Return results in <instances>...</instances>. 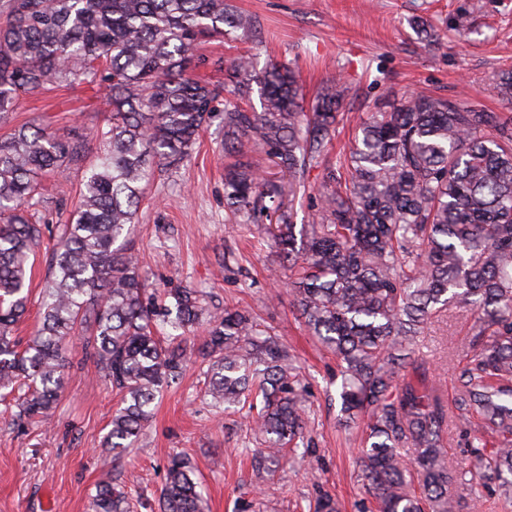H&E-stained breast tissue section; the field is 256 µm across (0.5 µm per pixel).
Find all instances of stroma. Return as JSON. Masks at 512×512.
Instances as JSON below:
<instances>
[{"label": "stroma", "mask_w": 512, "mask_h": 512, "mask_svg": "<svg viewBox=\"0 0 512 512\" xmlns=\"http://www.w3.org/2000/svg\"><path fill=\"white\" fill-rule=\"evenodd\" d=\"M257 20L245 40L203 44L201 76L228 80L238 50L258 66L275 62L299 70L307 97L342 78L351 88L344 122L333 142L346 148L356 126L381 100L429 91L483 112L512 113L495 89L512 66V0H230ZM441 34L428 45L426 32ZM107 90L51 87L23 101L0 122V137L35 121L63 138L104 124ZM224 143L218 127L202 135L190 161L156 173L138 211L131 247L153 288H197L208 310L239 309L257 316L285 342L307 389L305 460H283L274 475L257 472L243 447L252 433L242 414L215 406L206 394L207 367L190 363L165 390L131 453L113 460L103 441L118 398L93 362L72 341L71 368L50 423H27L0 405V512H91L97 482L128 478L133 512H160L166 465L186 455L200 479L204 512H303L328 492L341 512H370L372 500L357 464L361 431L343 426L337 365L300 323L287 286L288 271L256 223L233 216L224 200ZM82 172L41 179L46 224L36 250L22 338L38 324L41 290L58 228L78 202ZM469 312L450 309L432 319L418 340L427 374L446 402L469 353Z\"/></svg>", "instance_id": "stroma-1"}]
</instances>
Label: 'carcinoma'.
<instances>
[{"instance_id": "1", "label": "carcinoma", "mask_w": 512, "mask_h": 512, "mask_svg": "<svg viewBox=\"0 0 512 512\" xmlns=\"http://www.w3.org/2000/svg\"><path fill=\"white\" fill-rule=\"evenodd\" d=\"M248 33L255 19L228 0H5L0 5V119L47 87L103 84L109 113L81 139L23 125L0 139V402L46 422L68 368L65 345L84 338L92 361L120 396L105 446L132 448L162 391L192 355L208 366L207 394L251 419L256 468L277 466L304 440L294 356L239 310L206 312L203 292L171 288L158 303L127 247L155 169L188 161L214 121L224 129L228 209L247 219L283 187L263 178L262 149L288 171V195L314 167L324 170L320 205L307 224L293 206L263 227L282 261L299 316L336 355L344 417L364 420L362 474L377 512H456L458 464L450 431L474 433L476 465L512 493V115L480 112L413 93L367 115L348 151L328 164L349 92L332 82L306 111L293 69L258 70L233 58L229 87L198 79V46ZM258 94L261 110L245 107ZM79 204L53 248L37 334L15 326L28 310L31 256L44 225L39 178L84 162ZM457 304L472 311L473 355L457 377L454 409L414 348L426 320ZM205 326L197 350L186 333ZM495 446L486 449L487 438ZM163 512H202L187 459L166 470ZM308 512H338L320 495ZM91 512H130L125 492L103 482Z\"/></svg>"}]
</instances>
